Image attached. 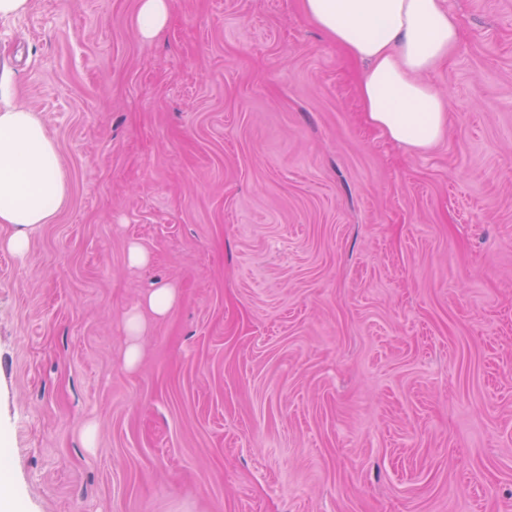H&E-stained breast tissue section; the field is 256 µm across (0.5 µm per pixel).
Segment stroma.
<instances>
[{
	"label": "stroma",
	"instance_id": "stroma-1",
	"mask_svg": "<svg viewBox=\"0 0 512 512\" xmlns=\"http://www.w3.org/2000/svg\"><path fill=\"white\" fill-rule=\"evenodd\" d=\"M171 2L149 40L137 0L0 20L71 181L0 252L16 512H512V0H447L448 133L420 154L365 125L298 0ZM176 302V288L170 285H161L150 289L141 304L128 314L126 318L128 344L125 351V365L127 368L135 367L140 359L137 338L142 336L146 330L144 311L150 313L154 318H162L169 314Z\"/></svg>",
	"mask_w": 512,
	"mask_h": 512
}]
</instances>
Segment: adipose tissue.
Returning <instances> with one entry per match:
<instances>
[{
	"label": "adipose tissue",
	"mask_w": 512,
	"mask_h": 512,
	"mask_svg": "<svg viewBox=\"0 0 512 512\" xmlns=\"http://www.w3.org/2000/svg\"><path fill=\"white\" fill-rule=\"evenodd\" d=\"M303 15L363 72V118L388 141L425 152L448 130V101L425 76L452 58L462 41L458 17L445 0H299ZM70 183L58 146L38 113L0 104V250L24 257L31 239L68 202ZM177 302L169 285L150 289L128 314L125 365L140 359L138 336L147 317L162 318Z\"/></svg>",
	"instance_id": "adipose-tissue-1"
}]
</instances>
